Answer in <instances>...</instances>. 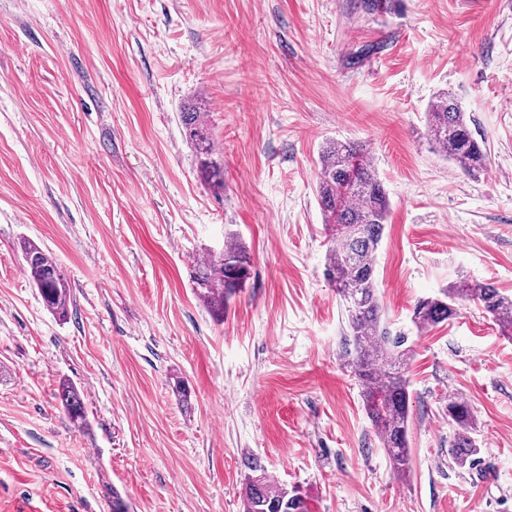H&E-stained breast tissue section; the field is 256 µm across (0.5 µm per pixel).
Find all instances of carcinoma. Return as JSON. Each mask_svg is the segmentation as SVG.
I'll return each instance as SVG.
<instances>
[{"label": "carcinoma", "instance_id": "1", "mask_svg": "<svg viewBox=\"0 0 512 512\" xmlns=\"http://www.w3.org/2000/svg\"><path fill=\"white\" fill-rule=\"evenodd\" d=\"M185 138L194 149L206 182L224 188V168L205 113L197 106L179 112ZM472 120L448 91L439 93L426 112L427 131L436 147L462 172L475 176L486 168V141L476 138ZM317 201L324 224L332 232L326 255L325 276L336 291L346 316L345 363L362 388L364 409L384 448L393 475L406 479L411 472L409 448V381L405 375V337L393 336L382 324L375 257L381 247L390 204L378 170L367 148L350 141L330 140L319 155L316 176ZM24 266L38 288L46 309L60 320L71 317L73 299L67 279L51 255L34 242L21 246ZM251 255L234 239L224 242L219 255H208L198 265L195 295L218 320L224 304L250 275ZM466 302L480 305L490 314L504 336H512V296L491 283L459 282L437 294L418 300L412 323L423 334L457 315ZM57 398L70 421L86 425L83 391L62 382ZM448 419L456 427L451 456L458 467L473 465L479 452L473 437L477 418L472 407L457 397L448 399ZM257 476L248 478L244 512H310L308 502L266 474L253 462Z\"/></svg>", "mask_w": 512, "mask_h": 512}]
</instances>
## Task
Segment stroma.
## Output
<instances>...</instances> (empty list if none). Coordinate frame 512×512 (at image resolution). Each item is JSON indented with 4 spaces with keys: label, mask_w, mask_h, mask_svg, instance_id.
Wrapping results in <instances>:
<instances>
[{
    "label": "stroma",
    "mask_w": 512,
    "mask_h": 512,
    "mask_svg": "<svg viewBox=\"0 0 512 512\" xmlns=\"http://www.w3.org/2000/svg\"><path fill=\"white\" fill-rule=\"evenodd\" d=\"M388 2L0 0V512H112L116 491L130 512H243L252 458L312 512H512V339L473 303L422 335L410 320L459 280L512 292V0ZM443 89L487 142L479 176L427 136ZM187 104L223 191L185 140ZM329 139L367 146L390 201L376 270L407 338L403 481L324 277ZM230 235L252 267L219 321L193 276ZM25 240L65 274L70 319L24 273ZM454 396L478 421L465 469ZM179 120L186 140L194 149L202 176L213 188L224 189V168L215 158L217 151L205 112H200V107L189 105L179 112ZM57 398L70 421L78 427L86 423V399L82 390L71 383L62 382L58 388ZM448 419L456 427L453 443L450 445V454L453 462L458 467L469 466L475 463L479 452L477 443L473 437L476 430L477 418L472 407L465 400L457 397L448 400Z\"/></svg>",
    "instance_id": "obj_1"
}]
</instances>
